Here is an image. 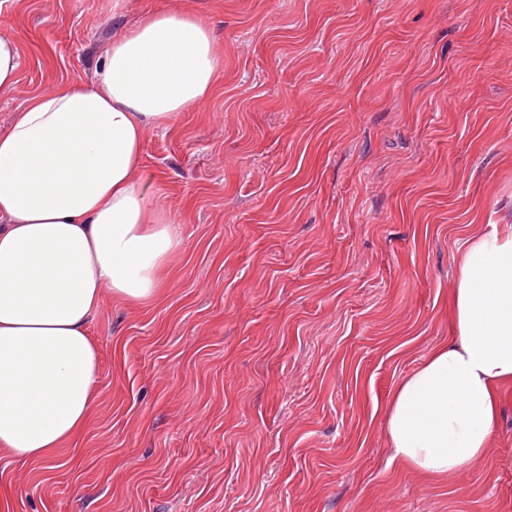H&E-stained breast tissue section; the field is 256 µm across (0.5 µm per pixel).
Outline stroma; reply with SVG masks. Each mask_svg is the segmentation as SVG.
Wrapping results in <instances>:
<instances>
[{
    "label": "stroma",
    "instance_id": "stroma-1",
    "mask_svg": "<svg viewBox=\"0 0 512 512\" xmlns=\"http://www.w3.org/2000/svg\"><path fill=\"white\" fill-rule=\"evenodd\" d=\"M169 5L224 44L146 138L183 246L158 300L104 295L91 425L53 470L0 455V512H512V385L467 474L391 462L385 422L469 228L512 224V0H0V127ZM21 50L14 36L0 35V92L11 90L17 83Z\"/></svg>",
    "mask_w": 512,
    "mask_h": 512
}]
</instances>
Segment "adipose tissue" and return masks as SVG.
Returning a JSON list of instances; mask_svg holds the SVG:
<instances>
[{"label":"adipose tissue","instance_id":"obj_1","mask_svg":"<svg viewBox=\"0 0 512 512\" xmlns=\"http://www.w3.org/2000/svg\"><path fill=\"white\" fill-rule=\"evenodd\" d=\"M219 44L201 13L143 12L94 80L32 95L0 129V452L52 466L91 418L103 289L160 296L182 237L141 177L146 134L213 93ZM510 384L512 224H482L456 260L450 339L390 403L393 460L427 478L475 469Z\"/></svg>","mask_w":512,"mask_h":512}]
</instances>
